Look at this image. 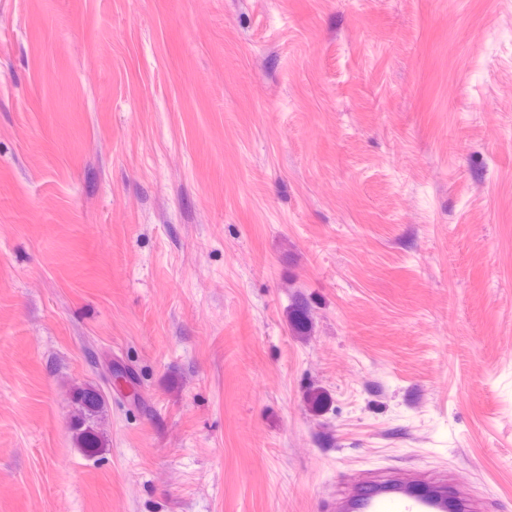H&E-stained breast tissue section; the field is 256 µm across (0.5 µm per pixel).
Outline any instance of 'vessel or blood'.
<instances>
[{
	"label": "vessel or blood",
	"mask_w": 512,
	"mask_h": 512,
	"mask_svg": "<svg viewBox=\"0 0 512 512\" xmlns=\"http://www.w3.org/2000/svg\"><path fill=\"white\" fill-rule=\"evenodd\" d=\"M334 512H485L484 506L447 482L423 484L402 477L373 484L352 480L349 491L333 503Z\"/></svg>",
	"instance_id": "vessel-or-blood-1"
}]
</instances>
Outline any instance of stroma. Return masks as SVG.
Listing matches in <instances>:
<instances>
[{
    "label": "stroma",
    "mask_w": 512,
    "mask_h": 512,
    "mask_svg": "<svg viewBox=\"0 0 512 512\" xmlns=\"http://www.w3.org/2000/svg\"><path fill=\"white\" fill-rule=\"evenodd\" d=\"M376 471L512 512V0H0V512ZM74 398L76 404L74 440L85 455L95 456L103 447L102 432L99 424L93 419L96 409L102 402L101 396L92 388L77 387L74 390Z\"/></svg>",
    "instance_id": "35a3bbf8"
}]
</instances>
